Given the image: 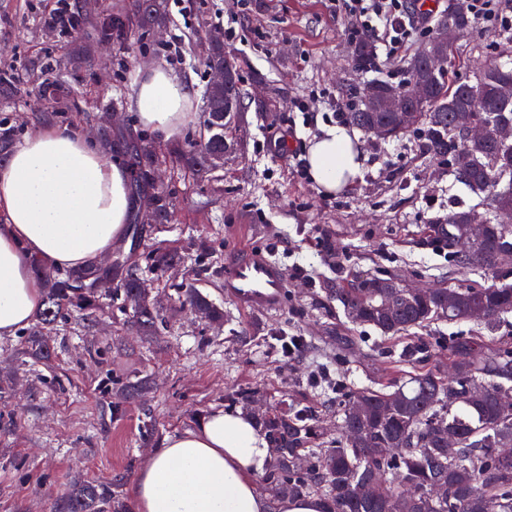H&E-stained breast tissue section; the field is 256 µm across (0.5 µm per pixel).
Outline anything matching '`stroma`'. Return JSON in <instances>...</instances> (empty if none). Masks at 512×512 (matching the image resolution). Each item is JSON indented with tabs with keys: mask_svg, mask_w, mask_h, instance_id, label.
<instances>
[{
	"mask_svg": "<svg viewBox=\"0 0 512 512\" xmlns=\"http://www.w3.org/2000/svg\"><path fill=\"white\" fill-rule=\"evenodd\" d=\"M52 2L0 0V69L26 76L40 60L70 56L71 37L61 34L49 42L43 34ZM166 9L163 37L92 47L89 59L69 70L72 106L55 124L89 131L98 102L107 96L122 99L124 125L141 130L132 108L137 86L152 66L165 65L189 79L195 91L190 118L175 142L198 136L208 81L199 50L204 24L235 11L238 36L228 57L243 93L237 146L213 182L183 177L175 158H168L163 183L177 193L176 211L170 223L157 225L155 237L188 252L202 238L223 253L247 245L275 248L288 270L286 306L276 315L242 312L211 279L198 287L224 310L227 325L218 330L184 309L160 337L147 339L111 307L92 329L71 319L52 336L54 355L46 364L14 357L20 336L0 337V512H50L77 473L119 480L122 493H129L152 452L138 442L145 417L153 416L160 437L171 436L223 406L233 389H255L268 402L309 409L335 429L336 397L314 387L313 374L341 368L352 385L378 388L407 348L403 341H384L372 328L353 326L338 303L327 302L325 288L342 271L385 270L402 284L424 288L512 285V269H461L430 235V226L445 223L450 210L476 205L479 198L453 180L446 159L412 135L380 140L356 131L362 175L332 195L293 175L274 144L280 117L299 102L319 93L356 100L371 81H400L410 52L375 71L357 69L344 36L347 18L330 0H245L240 9L235 0H193L187 14L171 2ZM174 39L177 62L166 51ZM504 63L512 66V33L475 23L456 43L452 73L472 80L480 67ZM42 109L35 84L26 81L13 99L0 98V122L21 141L43 127ZM324 236L342 266L329 262L318 243ZM240 330L246 338H237ZM278 330L300 337L294 356L284 357L269 343ZM129 367L149 375L154 388L144 399L125 402L116 419L110 411L112 377Z\"/></svg>",
	"mask_w": 512,
	"mask_h": 512,
	"instance_id": "35a3bbf8",
	"label": "stroma"
}]
</instances>
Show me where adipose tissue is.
Returning <instances> with one entry per match:
<instances>
[{
    "instance_id": "1",
    "label": "adipose tissue",
    "mask_w": 512,
    "mask_h": 512,
    "mask_svg": "<svg viewBox=\"0 0 512 512\" xmlns=\"http://www.w3.org/2000/svg\"><path fill=\"white\" fill-rule=\"evenodd\" d=\"M195 93L191 83L154 66L137 90L139 121L162 139L179 134ZM363 157L346 127L323 126L308 151L309 173L328 193L361 174ZM126 167L79 131L47 126L28 135L0 166V336L27 326L41 306L30 257L79 268L109 253L129 212ZM273 450L253 419L214 409L197 426L165 438L130 492L137 512H323L321 500L271 503L257 488Z\"/></svg>"
}]
</instances>
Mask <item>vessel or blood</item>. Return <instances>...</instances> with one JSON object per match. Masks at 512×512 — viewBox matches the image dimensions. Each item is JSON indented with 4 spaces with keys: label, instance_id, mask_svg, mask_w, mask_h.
<instances>
[{
    "label": "vessel or blood",
    "instance_id": "obj_1",
    "mask_svg": "<svg viewBox=\"0 0 512 512\" xmlns=\"http://www.w3.org/2000/svg\"><path fill=\"white\" fill-rule=\"evenodd\" d=\"M288 272L264 250L240 247L224 259L221 284L226 298L253 314L282 312L287 295Z\"/></svg>",
    "mask_w": 512,
    "mask_h": 512
}]
</instances>
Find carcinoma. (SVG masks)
<instances>
[{
    "label": "carcinoma",
    "instance_id": "cac0c4a2",
    "mask_svg": "<svg viewBox=\"0 0 512 512\" xmlns=\"http://www.w3.org/2000/svg\"><path fill=\"white\" fill-rule=\"evenodd\" d=\"M165 0H132L130 8L103 15L93 22L79 12L48 20V26L69 35L92 28L95 42L126 40L144 35L165 24ZM373 53L368 41L359 42L354 63L371 67ZM209 69L228 68L225 86L205 90L203 126L207 135L189 140L181 149V169L199 181L215 178L224 166V155L235 146L242 102L239 76L224 53V42L215 40L206 60ZM61 63L48 59L37 73L38 94L50 114L69 109L70 85L59 75ZM408 77L424 85V96L408 103L401 120L379 112L373 98L363 96L349 113L361 131L396 138L416 130L425 133L426 146L448 157L454 180L471 192L483 195L491 211L489 222L477 229L470 224L471 208L448 213L445 224L434 225L439 243L458 266L473 272L494 271L512 264V142L497 139L502 122H512V69L503 65L482 68L475 81L449 77V70L433 72L418 58L407 63ZM18 79L0 70V96L10 98ZM457 112H468L488 127L483 141H468L452 125ZM102 146L127 159L133 197H150L154 223H169L175 192L152 180L162 151L141 135L116 139L108 130L100 134ZM153 228L133 218L130 246L115 251L110 267L97 264L60 271L38 257L30 268L42 289V308L36 325L26 332L20 354L36 361L52 356L45 332L58 330L73 317L94 326L105 309L115 306L126 322L144 336H158L167 327L155 303L141 287L143 274L163 277L182 268L186 277L177 285L179 307L200 317L224 323V310L196 287L214 261L212 251L196 257L152 242ZM112 280L105 295L97 284ZM350 321L370 327L383 337L419 336L434 321L457 323L470 312H483L486 333L449 339L421 337L411 355L448 349V370L424 369L413 377L375 389L346 388L336 377L332 388L343 397L337 408L339 426L332 433L319 419L290 407L254 409V391L224 395L231 406L253 410L254 418L274 448L273 459L261 484L274 502L288 496H316L324 512H512V335L497 331L512 312V286L480 285L456 288H403L389 272L352 271L327 289ZM150 388V379L133 372L120 384L126 399ZM444 488L440 497L429 490ZM52 512H133L120 494L118 481H89L74 476L70 490L57 497Z\"/></svg>",
    "mask_w": 512,
    "mask_h": 512
}]
</instances>
